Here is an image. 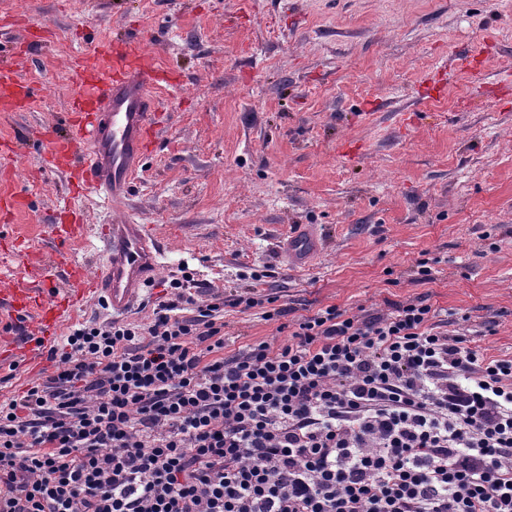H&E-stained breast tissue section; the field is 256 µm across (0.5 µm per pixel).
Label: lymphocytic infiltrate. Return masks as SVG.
<instances>
[{
	"mask_svg": "<svg viewBox=\"0 0 512 512\" xmlns=\"http://www.w3.org/2000/svg\"><path fill=\"white\" fill-rule=\"evenodd\" d=\"M149 326L75 324L0 401V512H512V359L425 299L224 352L192 273Z\"/></svg>",
	"mask_w": 512,
	"mask_h": 512,
	"instance_id": "f902f5d3",
	"label": "lymphocytic infiltrate"
}]
</instances>
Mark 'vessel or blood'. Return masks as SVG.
<instances>
[{
	"label": "vessel or blood",
	"instance_id": "b4317fda",
	"mask_svg": "<svg viewBox=\"0 0 512 512\" xmlns=\"http://www.w3.org/2000/svg\"><path fill=\"white\" fill-rule=\"evenodd\" d=\"M91 70L87 98L77 105L69 123L70 136L46 134L47 162L73 171L78 188L103 192L113 205L128 197L131 184L156 134L155 100L151 85L158 79L153 60L134 44H103L78 64ZM99 239L105 259L94 276L72 266V290L53 304L42 302L37 288H11L0 295V310L8 313L38 310L36 336L27 344L28 355L39 353L73 307L87 296L99 299L113 313L129 312L139 301L144 286L160 269L162 248L143 225L106 224ZM284 247L299 265L314 259L323 249L315 230L289 237Z\"/></svg>",
	"mask_w": 512,
	"mask_h": 512
}]
</instances>
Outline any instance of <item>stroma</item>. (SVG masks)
Wrapping results in <instances>:
<instances>
[{
	"mask_svg": "<svg viewBox=\"0 0 512 512\" xmlns=\"http://www.w3.org/2000/svg\"><path fill=\"white\" fill-rule=\"evenodd\" d=\"M128 32L160 69L163 132L116 209L43 166L41 130L81 93L78 59ZM0 66L31 89L0 112V286L65 288L103 262L99 226L142 224L162 270L126 320L150 323L181 268L204 301L269 266L296 315L424 297L442 330L512 358V0H0ZM301 224L327 245L290 266ZM35 326L0 314L2 401L53 370L5 356ZM277 327L224 309L227 352Z\"/></svg>",
	"mask_w": 512,
	"mask_h": 512,
	"instance_id": "stroma-1",
	"label": "stroma"
}]
</instances>
